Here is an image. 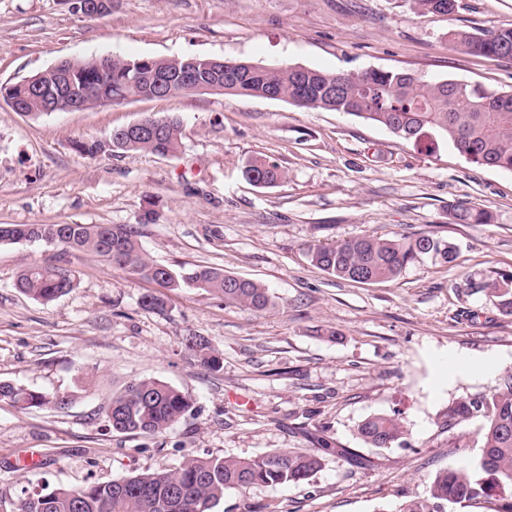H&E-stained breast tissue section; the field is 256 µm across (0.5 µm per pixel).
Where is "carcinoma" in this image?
<instances>
[{
	"instance_id": "cac0c4a2",
	"label": "carcinoma",
	"mask_w": 512,
	"mask_h": 512,
	"mask_svg": "<svg viewBox=\"0 0 512 512\" xmlns=\"http://www.w3.org/2000/svg\"><path fill=\"white\" fill-rule=\"evenodd\" d=\"M407 2L418 13L451 15L459 9V0ZM448 41L470 54L512 58V28L491 35L452 30ZM213 68L208 57L122 58L112 68V77L105 78L99 73L97 58L87 57L68 60L61 69L50 67L39 72L40 94L21 82L7 85V90L25 104L30 116L40 117L46 114L49 95L56 91L68 90L92 103H105L138 97L154 80L164 77L175 92L192 93L193 86L184 82L183 76L188 72L210 75ZM232 71L238 73L233 96L263 98L273 90L282 101L307 109L344 112L382 125L403 141L423 143L428 149L444 141L473 164L512 172V93L457 80L430 82L397 70L327 73L309 67L301 71L296 65L269 69L239 60ZM157 121L162 126L158 138L132 133L112 148L100 141H79L76 150L89 158L106 152L176 154L182 147L180 120L159 116ZM244 176L250 182L273 187L284 178V172L277 163L256 157L247 161ZM450 216L458 224L489 220L486 212L463 204L451 207ZM23 240L55 244L66 253L91 254L169 291L194 288L254 310L273 304L260 282L218 268L161 269L143 254L137 232L125 224H0V244ZM307 254L319 270L360 284L393 280L425 255H439L448 263L454 260L452 246L429 234L357 236L332 246L313 244ZM75 280L74 271L66 266L34 262L21 269L17 287L34 299L50 302L74 288ZM483 288L497 297L512 296V275L500 274ZM185 346L204 367L220 370L222 355L205 337L189 336ZM0 398L22 409L67 405L57 395L5 382H0ZM190 407L189 397L180 389L149 378L130 382L113 394L105 417L117 432L156 435L176 424ZM473 417L484 419L479 471H440L426 495L403 502L397 512H450L453 506L492 496L499 501L497 512H512V369L500 376L489 393L448 409L450 422L459 424ZM357 431L374 448H388L405 435L402 422L388 415L363 420ZM321 467L319 454L299 448L252 458L189 456L169 472L131 474L82 487L43 488L21 500L19 512H216L227 490L298 484Z\"/></svg>"
}]
</instances>
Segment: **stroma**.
<instances>
[{
  "label": "stroma",
  "mask_w": 512,
  "mask_h": 512,
  "mask_svg": "<svg viewBox=\"0 0 512 512\" xmlns=\"http://www.w3.org/2000/svg\"><path fill=\"white\" fill-rule=\"evenodd\" d=\"M460 2L442 15L406 0H112L107 15L86 17L70 0H0V84L85 56H202L402 70L512 92V59L447 39L512 28V0ZM167 114L182 121L176 155L75 149ZM256 155L279 164L284 181L249 184L242 171ZM458 203L490 222L455 223L448 209ZM0 224H126L155 262L252 278L273 301L255 311L199 290L165 293L91 255L0 244V382L68 400L63 409L0 400V512H19L26 488L168 471L190 455L325 444L309 480L228 490L218 512H395L425 495L437 471L481 459L482 418L453 426L448 409L512 368V308L480 289L512 272L510 171L353 115L259 97L179 94L38 118L1 104ZM419 233L453 244L455 260L428 255L395 280L359 284L307 255L363 234ZM32 262L75 269L76 286L48 303L24 295L15 281ZM146 294L163 295V311L143 309ZM192 335L221 353L220 370L190 357ZM472 360L492 372L467 370ZM143 378L178 387L191 410L158 435L113 431L105 404ZM376 414L401 418L405 437L365 444L356 428Z\"/></svg>",
  "instance_id": "stroma-1"
}]
</instances>
